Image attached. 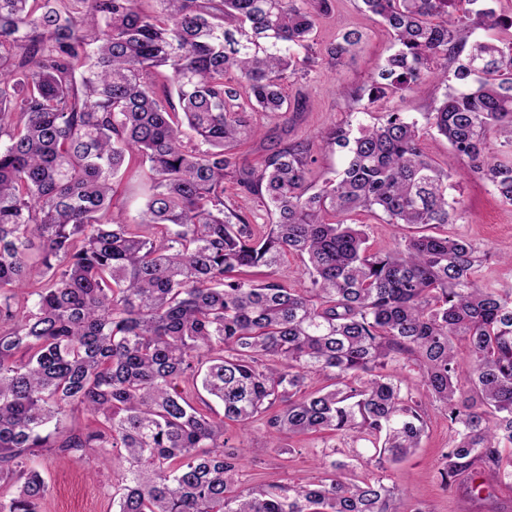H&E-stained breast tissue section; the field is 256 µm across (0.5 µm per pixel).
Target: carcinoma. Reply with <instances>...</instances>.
<instances>
[{
  "instance_id": "cac0c4a2",
  "label": "carcinoma",
  "mask_w": 512,
  "mask_h": 512,
  "mask_svg": "<svg viewBox=\"0 0 512 512\" xmlns=\"http://www.w3.org/2000/svg\"><path fill=\"white\" fill-rule=\"evenodd\" d=\"M154 2L0 0V485L15 487L0 512H41L42 448L118 466L115 512H397L385 464L420 447L427 400L448 412L445 491L485 471L512 482V293L482 283L461 237L376 248L354 222L460 221L431 130L512 206V11L361 0L396 51L353 101L450 77L463 90L422 124L386 110L321 136L346 154L316 189L310 143L256 166L237 147L260 134L254 113L290 110L281 80L316 62L331 0ZM362 39L346 31L326 54ZM144 165L151 193L131 220L112 200ZM227 183L260 196L269 223ZM288 253L308 287L275 277ZM406 368L422 395L402 388ZM76 407L96 424L68 425ZM258 420L281 452L283 437L351 435L374 454L331 445L307 484L246 486L224 432ZM227 186V193L233 196L236 205H238L243 214L254 216L257 224H266L268 222L266 211L263 207L259 206L260 204H258L255 197L243 194L234 195L236 191H234L230 184H227Z\"/></svg>"
}]
</instances>
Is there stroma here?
<instances>
[{"instance_id":"35a3bbf8","label":"stroma","mask_w":512,"mask_h":512,"mask_svg":"<svg viewBox=\"0 0 512 512\" xmlns=\"http://www.w3.org/2000/svg\"><path fill=\"white\" fill-rule=\"evenodd\" d=\"M346 29L361 30L364 39L340 62H331L326 49ZM315 47L320 52L317 64L304 76L290 75L282 81L289 101L305 98V109L277 115L259 112L255 121L269 137L313 142L308 181L318 185L333 177L343 162L341 152L321 147V135L340 124L371 122V115L361 114L350 93L367 83L394 48L381 19L365 12L361 0H332L330 12L315 28ZM455 167L450 195L461 201L462 219L442 226L441 231L473 244L481 258L479 274L488 287L512 291V267L505 263L512 255V206L500 203L483 181L467 175V160H457ZM425 414L427 434L421 448L389 471L391 478L402 479L404 484L399 512H413L418 506L433 512H512V485L508 483H494L491 498L482 502L472 498L465 483L451 493L443 490L438 469L441 451L448 445V418L434 403L427 404ZM224 437L231 447L247 446L245 478L249 482H304L318 473L324 446L320 437L292 441L287 453L269 447L266 429L259 421L246 431L228 426ZM35 465L50 487L42 512H112L117 467L99 463L91 455L81 458L58 450L43 453Z\"/></svg>"}]
</instances>
